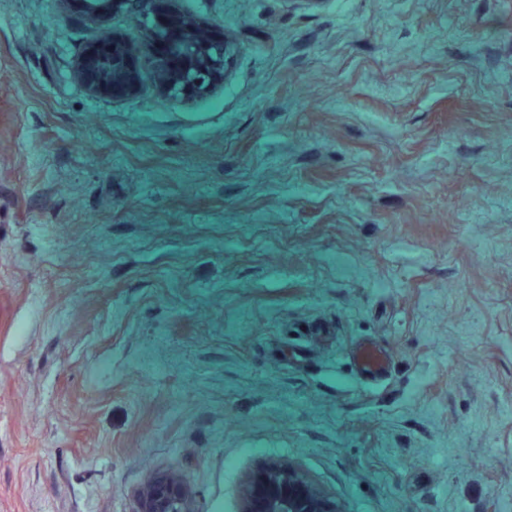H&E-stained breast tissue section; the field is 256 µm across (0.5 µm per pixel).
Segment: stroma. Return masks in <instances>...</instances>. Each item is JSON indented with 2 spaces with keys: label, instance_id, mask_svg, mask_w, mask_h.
I'll return each mask as SVG.
<instances>
[{
  "label": "stroma",
  "instance_id": "obj_1",
  "mask_svg": "<svg viewBox=\"0 0 512 512\" xmlns=\"http://www.w3.org/2000/svg\"><path fill=\"white\" fill-rule=\"evenodd\" d=\"M232 54L154 82L153 0H0V512H512V0H172ZM138 90L91 94L99 34ZM385 348L361 379L352 351ZM112 47L121 46L123 54L112 57V68L100 66L101 57L95 55L97 42L90 48L79 68V76L87 89L94 94L126 96L134 92L139 84L140 73L135 57L124 42L115 36L108 39ZM358 375L369 382L384 379L389 369L387 352L372 343H360L354 351ZM243 512H338L298 472L272 463L254 473L245 489ZM138 512H192L182 481L173 475H160L141 494Z\"/></svg>",
  "mask_w": 512,
  "mask_h": 512
}]
</instances>
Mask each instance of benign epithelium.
I'll list each match as a JSON object with an SVG mask.
<instances>
[{
	"label": "benign epithelium",
	"mask_w": 512,
	"mask_h": 512,
	"mask_svg": "<svg viewBox=\"0 0 512 512\" xmlns=\"http://www.w3.org/2000/svg\"><path fill=\"white\" fill-rule=\"evenodd\" d=\"M176 21L185 34V49L179 65L161 58L159 84L178 89L187 95H196L204 89L205 80L221 76L222 45L215 41L212 31L200 28L161 9L157 26L166 27ZM114 46L123 47V54L112 57V68L100 66V57L91 47L79 68V76L94 94L126 96L139 84L140 73L135 57L124 42L110 38ZM139 512H192L182 481L173 475H160L141 494ZM243 512H338L336 506L313 490L295 470L280 463H272L254 473L245 489Z\"/></svg>",
	"instance_id": "obj_1"
}]
</instances>
